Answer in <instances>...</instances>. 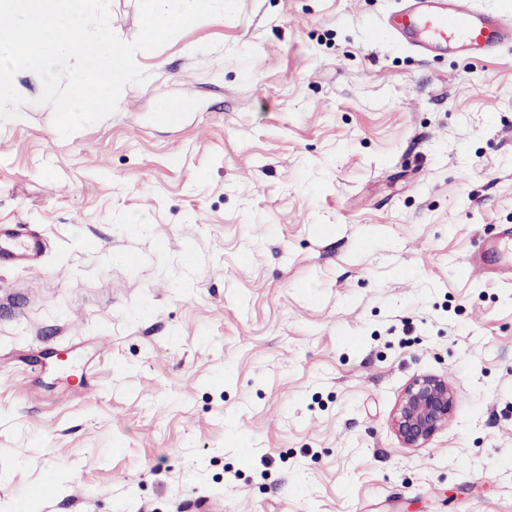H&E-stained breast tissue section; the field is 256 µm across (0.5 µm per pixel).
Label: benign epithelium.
<instances>
[{
    "mask_svg": "<svg viewBox=\"0 0 512 512\" xmlns=\"http://www.w3.org/2000/svg\"><path fill=\"white\" fill-rule=\"evenodd\" d=\"M454 393L448 382L424 375L405 389L393 425L397 437L408 448H419L445 423L454 406Z\"/></svg>",
    "mask_w": 512,
    "mask_h": 512,
    "instance_id": "obj_1",
    "label": "benign epithelium"
}]
</instances>
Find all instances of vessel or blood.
<instances>
[{
	"label": "vessel or blood",
	"mask_w": 512,
	"mask_h": 512,
	"mask_svg": "<svg viewBox=\"0 0 512 512\" xmlns=\"http://www.w3.org/2000/svg\"><path fill=\"white\" fill-rule=\"evenodd\" d=\"M391 26L412 37L429 55L480 59L512 43V18L502 11L481 8L472 0H411L394 15ZM44 244L37 233L15 224L0 225V267L34 268L41 264ZM466 269L487 273L495 269L512 282V226L483 239L474 253L462 260Z\"/></svg>",
	"instance_id": "1"
}]
</instances>
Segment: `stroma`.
Masks as SVG:
<instances>
[{
  "mask_svg": "<svg viewBox=\"0 0 512 512\" xmlns=\"http://www.w3.org/2000/svg\"><path fill=\"white\" fill-rule=\"evenodd\" d=\"M403 4L239 0L66 138L19 79L0 512H512V285L460 266L512 225V44L373 39ZM421 375L455 405L407 448ZM44 252L37 233L22 231L16 224L0 225V267H38ZM454 401L447 381L431 375L414 379L405 389L393 420L401 443L408 448L421 447L448 422Z\"/></svg>",
  "mask_w": 512,
  "mask_h": 512,
  "instance_id": "1",
  "label": "stroma"
}]
</instances>
